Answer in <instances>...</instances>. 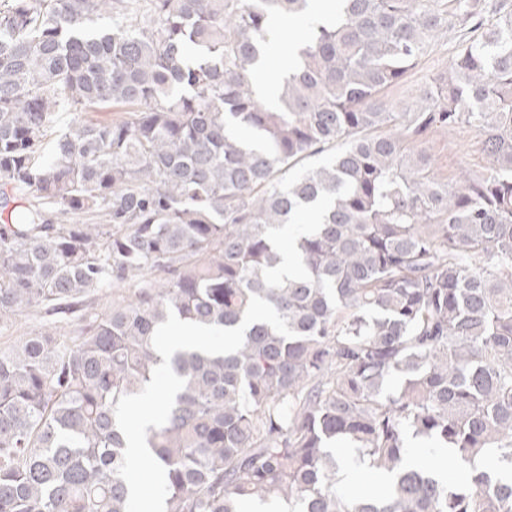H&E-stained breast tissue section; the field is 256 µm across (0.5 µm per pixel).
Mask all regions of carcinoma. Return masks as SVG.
<instances>
[{
  "label": "carcinoma",
  "instance_id": "obj_1",
  "mask_svg": "<svg viewBox=\"0 0 512 512\" xmlns=\"http://www.w3.org/2000/svg\"><path fill=\"white\" fill-rule=\"evenodd\" d=\"M309 2L0 0V325L43 320L0 348V512H124L114 407L162 363L156 327L233 328L253 294L296 337L173 355L186 386L147 437L166 512H512V9L338 0L272 32ZM456 29L448 74L387 100ZM274 43L296 64L270 104ZM110 105L136 113L79 118ZM457 124L491 167L450 185L410 145ZM288 249L302 273L279 279ZM417 439L448 469L409 465ZM339 443L388 483L344 492Z\"/></svg>",
  "mask_w": 512,
  "mask_h": 512
}]
</instances>
